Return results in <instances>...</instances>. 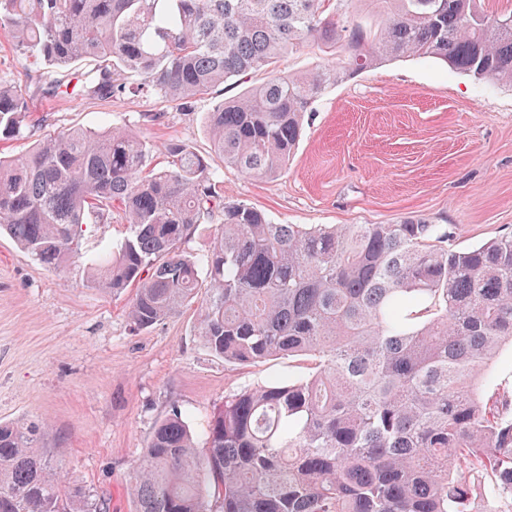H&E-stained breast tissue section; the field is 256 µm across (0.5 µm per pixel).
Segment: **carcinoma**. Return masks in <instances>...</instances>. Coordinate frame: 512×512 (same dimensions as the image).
<instances>
[{
    "instance_id": "1",
    "label": "carcinoma",
    "mask_w": 512,
    "mask_h": 512,
    "mask_svg": "<svg viewBox=\"0 0 512 512\" xmlns=\"http://www.w3.org/2000/svg\"><path fill=\"white\" fill-rule=\"evenodd\" d=\"M367 5L372 23L346 5ZM0 32L45 67L97 62L75 95L147 92L187 103L267 70L207 113L216 167L184 143L167 167L134 133L71 128L0 157V230L45 268L80 260L83 226L122 210L129 236L87 267L148 328L202 300L198 336L229 364L311 356L304 378L237 388L208 421L205 452L174 408L129 491L136 512H512V390L486 395L512 350V234L465 250L448 225L276 224L224 200L219 167L274 178L305 114L351 73L410 56L512 83V15L479 0H0ZM313 45L332 63L275 71ZM30 95L0 84V136ZM218 225L209 252L184 246ZM33 427L0 423V512H107L50 473Z\"/></svg>"
}]
</instances>
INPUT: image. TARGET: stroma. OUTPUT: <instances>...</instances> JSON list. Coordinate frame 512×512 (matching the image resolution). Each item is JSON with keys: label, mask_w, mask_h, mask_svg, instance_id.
I'll use <instances>...</instances> for the list:
<instances>
[{"label": "stroma", "mask_w": 512, "mask_h": 512, "mask_svg": "<svg viewBox=\"0 0 512 512\" xmlns=\"http://www.w3.org/2000/svg\"><path fill=\"white\" fill-rule=\"evenodd\" d=\"M255 72L187 104L150 93L109 99L36 95L37 67L0 35V82L33 92L20 136L0 140L18 157L75 126L131 129L154 162L186 143L208 155L204 119L215 104L262 82ZM224 198L278 224H394L425 217L447 225L460 250L512 234V84L478 80L432 57L392 60L328 87L307 112L287 170L266 180L224 170ZM121 213L89 225L85 258L128 236ZM118 296L86 287L82 266L51 271L0 234V421L41 429L38 447L58 449L52 467L135 512L128 487L156 423L181 410L202 435L226 392L309 373L304 356L246 366L225 363L197 334L199 304L143 330Z\"/></svg>", "instance_id": "1"}]
</instances>
